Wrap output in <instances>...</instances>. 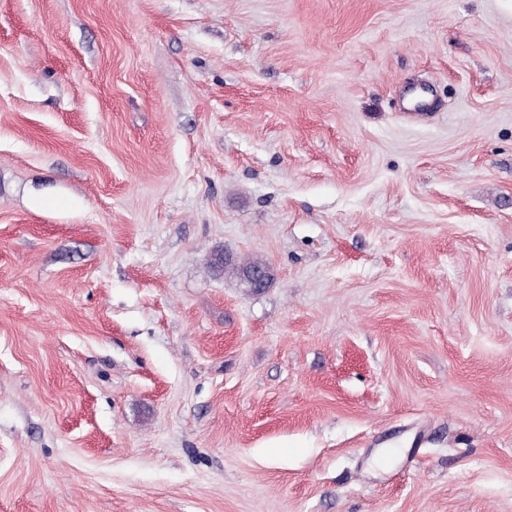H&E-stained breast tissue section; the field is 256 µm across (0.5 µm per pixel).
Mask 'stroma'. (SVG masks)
Returning <instances> with one entry per match:
<instances>
[{"label":"stroma","instance_id":"1","mask_svg":"<svg viewBox=\"0 0 512 512\" xmlns=\"http://www.w3.org/2000/svg\"><path fill=\"white\" fill-rule=\"evenodd\" d=\"M0 512H512V0H0ZM212 265L219 272H232L236 275L240 281L244 282L249 288H251L250 279L251 275L255 272H263L265 273V283L264 277L261 273H256L253 277V286L256 289L263 288L266 289L270 286L272 282V274L270 273L269 267L260 262V261H250V262H238L231 254L224 252L223 250L217 251L214 253L212 258Z\"/></svg>","mask_w":512,"mask_h":512}]
</instances>
